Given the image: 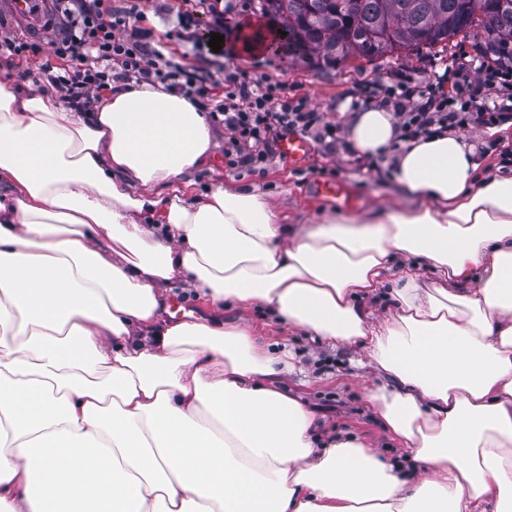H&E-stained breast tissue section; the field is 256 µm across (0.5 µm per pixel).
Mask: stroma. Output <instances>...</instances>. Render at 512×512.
Here are the masks:
<instances>
[{"label":"stroma","mask_w":512,"mask_h":512,"mask_svg":"<svg viewBox=\"0 0 512 512\" xmlns=\"http://www.w3.org/2000/svg\"><path fill=\"white\" fill-rule=\"evenodd\" d=\"M144 12V25L150 29L153 42L162 44L164 54L172 62L205 70L210 93L223 94L224 76L228 73L266 84H280L289 95L307 98L341 132L353 117L352 112L342 111V103L368 100L371 89L384 88L397 74L407 75L422 86L434 82L438 75L453 72L464 56L488 41L484 31L475 30L459 35L445 47L387 55L371 61L353 57L325 73L273 53L258 59L212 52L208 42L216 26L210 14L196 12L193 0H147ZM0 29L41 47L39 54L25 61L0 57V79L13 81L18 89L27 92L46 88V81L40 80L38 74L51 52L48 33L43 30L28 33L18 23L6 20L0 22ZM25 68L31 77L19 80L18 72ZM210 130L217 149L211 160L193 174L197 194H205L212 185L226 180L258 187L281 221L296 230L305 229L325 208L360 212L411 202L391 178L369 170L366 159L342 151L330 155L315 143L299 163L277 155L261 170L250 172L230 167L222 149L223 125L211 124ZM461 135L468 143L490 146L477 159L479 176L512 174V161L501 156L502 150L512 147V127L471 126L463 129ZM323 180L340 182L342 196L332 198L317 192L316 185ZM224 318L247 321L257 342L273 353L287 352L292 368L279 376L278 383L313 411L315 436L325 440L354 437L388 456H400V446L391 440L366 405L367 391L380 385L382 378L370 366L365 352L353 347L320 346L313 337L278 323L259 308H228Z\"/></svg>","instance_id":"stroma-1"}]
</instances>
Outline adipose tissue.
Masks as SVG:
<instances>
[{
  "instance_id": "1",
  "label": "adipose tissue",
  "mask_w": 512,
  "mask_h": 512,
  "mask_svg": "<svg viewBox=\"0 0 512 512\" xmlns=\"http://www.w3.org/2000/svg\"><path fill=\"white\" fill-rule=\"evenodd\" d=\"M279 39L251 24L222 51ZM346 135L384 154L393 116L358 110ZM213 153L204 113L164 85L81 117L0 80V512H512V176L477 180L472 146L436 135L392 165L411 204L296 233L258 189L196 197ZM388 280L382 322L358 300ZM177 283L365 349L389 381L368 406L413 473L317 444L274 379L287 355L239 322L172 320Z\"/></svg>"
}]
</instances>
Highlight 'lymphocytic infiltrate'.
Here are the masks:
<instances>
[{"mask_svg": "<svg viewBox=\"0 0 512 512\" xmlns=\"http://www.w3.org/2000/svg\"><path fill=\"white\" fill-rule=\"evenodd\" d=\"M45 28L51 34L53 62L41 69L47 81L61 93L67 109L90 111V95L111 89L118 82L163 83L195 101L200 111L222 123L229 133L224 152L234 163H265L270 145L293 133L335 145L337 128L305 100H292L278 87L228 77L223 99H207L203 81L171 66L149 32L142 27V0H51ZM512 51H496L489 60H463L461 69L473 71L471 80L445 93V77H438L419 99L403 95L396 103L397 135L391 145L399 152L412 142L464 128L477 121L487 128L512 122V102L487 104L492 84L512 87ZM461 110H453V101Z\"/></svg>", "mask_w": 512, "mask_h": 512, "instance_id": "f902f5d3", "label": "lymphocytic infiltrate"}]
</instances>
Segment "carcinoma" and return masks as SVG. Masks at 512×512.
Wrapping results in <instances>:
<instances>
[{"mask_svg":"<svg viewBox=\"0 0 512 512\" xmlns=\"http://www.w3.org/2000/svg\"><path fill=\"white\" fill-rule=\"evenodd\" d=\"M495 20L491 47L512 45V0H484ZM263 14L286 36L278 46L325 71L351 56L378 58L420 51L471 29L484 28L467 18L466 0H261Z\"/></svg>","mask_w":512,"mask_h":512,"instance_id":"carcinoma-1","label":"carcinoma"}]
</instances>
